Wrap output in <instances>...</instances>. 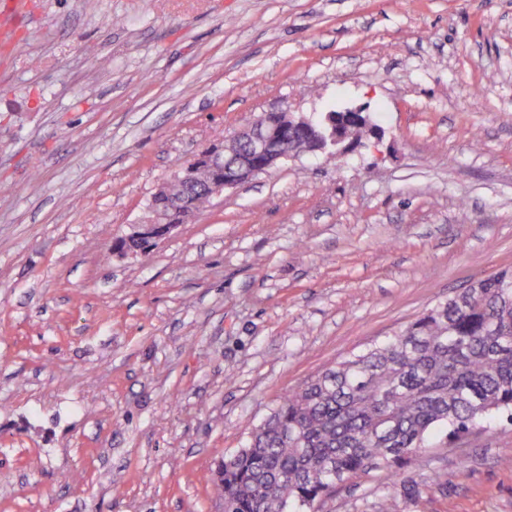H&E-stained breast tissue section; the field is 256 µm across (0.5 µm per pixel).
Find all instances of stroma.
Instances as JSON below:
<instances>
[{
  "label": "stroma",
  "instance_id": "obj_1",
  "mask_svg": "<svg viewBox=\"0 0 512 512\" xmlns=\"http://www.w3.org/2000/svg\"><path fill=\"white\" fill-rule=\"evenodd\" d=\"M359 106L112 256L202 150ZM508 268L512 0H0V512H219L280 396ZM319 512H512V420ZM348 112V113H346ZM353 112H362L361 116H358L357 114ZM327 119L334 120L335 123H341L344 121L348 125V129L351 134H353L356 137H362L366 130V123L367 121H370V117L367 113L364 112L362 108H353L346 110L345 112H326L320 116L319 119H313L315 121L324 122ZM361 123H360V121Z\"/></svg>",
  "mask_w": 512,
  "mask_h": 512
}]
</instances>
